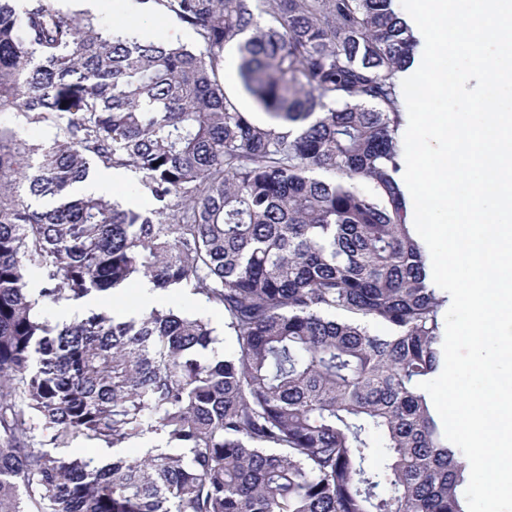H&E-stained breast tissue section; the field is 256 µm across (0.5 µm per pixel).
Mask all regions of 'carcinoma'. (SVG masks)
I'll use <instances>...</instances> for the list:
<instances>
[{
	"label": "carcinoma",
	"instance_id": "1",
	"mask_svg": "<svg viewBox=\"0 0 512 512\" xmlns=\"http://www.w3.org/2000/svg\"><path fill=\"white\" fill-rule=\"evenodd\" d=\"M137 2L195 45L0 0V112L55 130L0 124V512H468L420 388L447 297L398 162L413 28L394 0ZM100 168L154 207L79 192ZM140 279L222 309L233 351L197 314L118 317ZM223 76L226 89L234 93L233 95L237 98L239 105L246 110L254 111V117L257 120L265 121L267 116L263 112L256 111L251 99L242 93L237 76V60L234 53L229 49L224 52ZM0 122L4 125L20 127L24 137L34 141L45 142L54 135V129L48 125L24 124L22 117H19L16 112H0Z\"/></svg>",
	"mask_w": 512,
	"mask_h": 512
}]
</instances>
